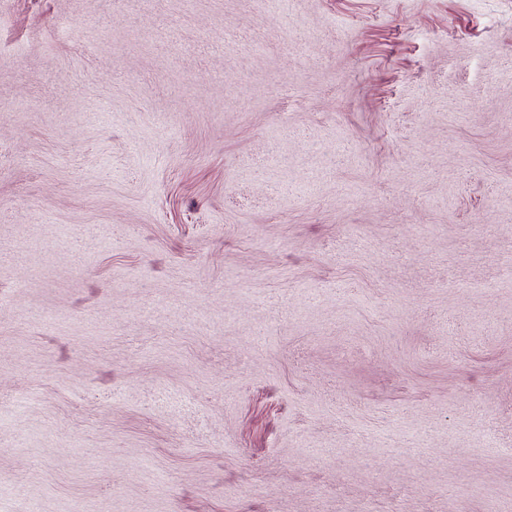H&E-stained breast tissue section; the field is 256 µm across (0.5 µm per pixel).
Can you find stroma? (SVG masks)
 <instances>
[{
	"mask_svg": "<svg viewBox=\"0 0 512 512\" xmlns=\"http://www.w3.org/2000/svg\"><path fill=\"white\" fill-rule=\"evenodd\" d=\"M33 506L512 512V0H0Z\"/></svg>",
	"mask_w": 512,
	"mask_h": 512,
	"instance_id": "1",
	"label": "stroma"
}]
</instances>
